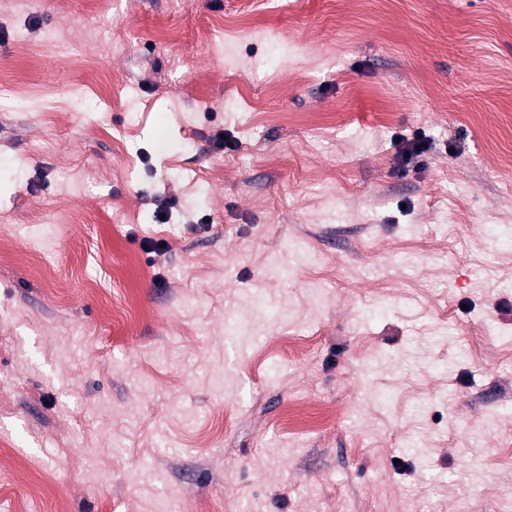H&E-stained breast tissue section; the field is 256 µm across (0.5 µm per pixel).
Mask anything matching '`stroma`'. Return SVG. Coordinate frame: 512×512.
Instances as JSON below:
<instances>
[{
  "mask_svg": "<svg viewBox=\"0 0 512 512\" xmlns=\"http://www.w3.org/2000/svg\"><path fill=\"white\" fill-rule=\"evenodd\" d=\"M191 3L0 0V512H502L512 0Z\"/></svg>",
  "mask_w": 512,
  "mask_h": 512,
  "instance_id": "obj_1",
  "label": "stroma"
}]
</instances>
